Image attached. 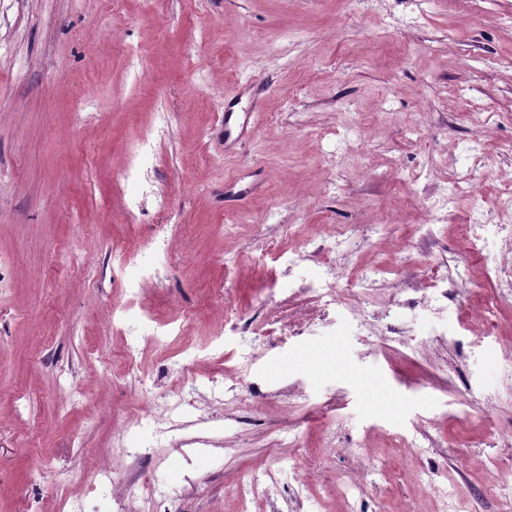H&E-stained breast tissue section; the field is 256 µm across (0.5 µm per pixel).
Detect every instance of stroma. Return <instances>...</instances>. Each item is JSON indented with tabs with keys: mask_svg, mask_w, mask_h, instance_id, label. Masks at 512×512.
Returning <instances> with one entry per match:
<instances>
[{
	"mask_svg": "<svg viewBox=\"0 0 512 512\" xmlns=\"http://www.w3.org/2000/svg\"><path fill=\"white\" fill-rule=\"evenodd\" d=\"M510 186L512 0H0V512H57L54 476L78 496L107 461L94 512H440L446 484L512 512V299L463 333L495 294L472 198ZM339 224L380 231L334 253ZM442 254L469 277L434 316L414 284ZM339 258L375 288L328 297ZM397 296L360 335L352 307Z\"/></svg>",
	"mask_w": 512,
	"mask_h": 512,
	"instance_id": "obj_1",
	"label": "stroma"
}]
</instances>
